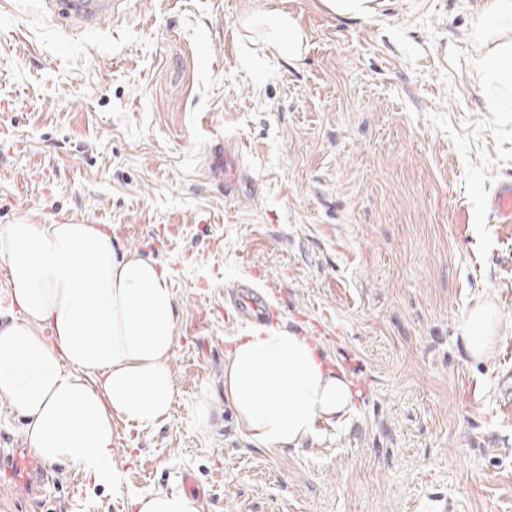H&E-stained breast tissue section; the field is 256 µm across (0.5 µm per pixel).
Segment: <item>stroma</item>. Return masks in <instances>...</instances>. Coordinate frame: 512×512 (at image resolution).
<instances>
[{"label":"stroma","mask_w":512,"mask_h":512,"mask_svg":"<svg viewBox=\"0 0 512 512\" xmlns=\"http://www.w3.org/2000/svg\"><path fill=\"white\" fill-rule=\"evenodd\" d=\"M481 3L359 21L321 0H123L78 34L37 0L0 6V235L108 231L167 267L179 329L169 416L119 425L118 482L55 463L0 512H136L187 474L200 512H512V224L485 209L512 178V112L476 64ZM274 10L306 36L297 60L249 23ZM220 143L243 147L230 195ZM255 270L282 326L369 389L296 449L248 441L224 401L243 331L224 296ZM479 301L501 325L476 359ZM467 348L474 358H482L494 346L500 322L492 305L481 302L474 305L466 315Z\"/></svg>","instance_id":"stroma-1"}]
</instances>
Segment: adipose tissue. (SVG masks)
<instances>
[{"label": "adipose tissue", "mask_w": 512, "mask_h": 512, "mask_svg": "<svg viewBox=\"0 0 512 512\" xmlns=\"http://www.w3.org/2000/svg\"><path fill=\"white\" fill-rule=\"evenodd\" d=\"M473 34L481 72L512 100V0H485ZM271 46L296 60L306 37L273 13ZM7 307L0 309V395L25 420L31 448L73 463L94 482L115 481V429L167 417L175 392L168 360L177 342L174 295L150 255L115 245L91 224H12L0 237ZM500 322L489 303L466 315L472 357L494 346ZM310 337L258 326L235 337L224 361V400L252 441L281 450L316 440L318 421L352 406L345 375L326 366ZM71 372H64V365Z\"/></svg>", "instance_id": "adipose-tissue-1"}]
</instances>
